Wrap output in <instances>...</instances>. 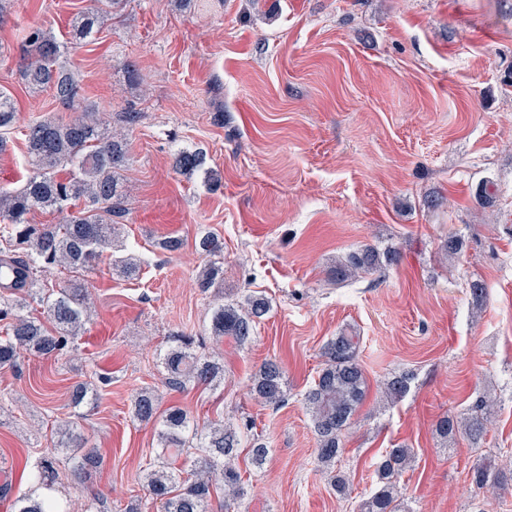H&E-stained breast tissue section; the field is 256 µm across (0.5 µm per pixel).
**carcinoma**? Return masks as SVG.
Listing matches in <instances>:
<instances>
[{"instance_id": "carcinoma-1", "label": "carcinoma", "mask_w": 512, "mask_h": 512, "mask_svg": "<svg viewBox=\"0 0 512 512\" xmlns=\"http://www.w3.org/2000/svg\"><path fill=\"white\" fill-rule=\"evenodd\" d=\"M97 7L75 18L67 41L41 27L29 28L21 56V75L33 90L50 89L66 109L80 113L69 121L45 119L28 124L25 137L30 169L18 191L0 192V266L13 265L18 278L0 292V321L8 323L7 336L0 338V369H13L21 357L33 354L57 357L74 343L89 321L91 302L86 288L72 282L58 289L48 288L39 274L57 268L71 273L94 268L101 254L118 248L117 224L122 217L121 171L129 160L126 138L114 132L89 105L81 104V86L73 61L63 59L78 45L91 39L105 18L124 0H96ZM16 120V108L9 92L0 90V129L8 130ZM172 167L187 175L204 174V181H216V173L206 166L203 152L181 149L173 155ZM83 202L77 214H69L60 224H32L29 214L36 210L65 211ZM207 258L199 286L205 290L224 288L223 243L213 233L200 237L197 245ZM398 263L396 251H380L372 246L351 251L336 260L330 275L338 284L363 278ZM43 308L45 318L23 314L28 304ZM271 304L262 295H247L240 301L214 307L210 333L217 341L229 337L244 346L255 336L256 327L268 314ZM360 337L342 333L324 346L326 358L314 384L305 392L304 402L317 437V460L331 468L342 454V438L363 405L367 381L358 362ZM166 383L173 389L186 385L211 386L224 377V366L215 358L196 350L193 334L177 332L160 349ZM412 375L392 376L381 387V397L389 404L409 391ZM253 389L265 404L285 401L287 382L278 362L263 363L253 379ZM497 400L486 391L474 400L466 416L446 415L436 423L437 433L452 438L463 432L475 445L484 440ZM131 414L139 422L159 426L162 465L145 475L151 498L164 512H209L212 495L224 492V508L229 510L246 495L245 481L236 464L241 448L239 428L218 420L199 428L181 407L172 405L159 411V394L143 388L132 400ZM56 448H76L73 457L79 473L99 466L88 439L75 432L69 421L59 425ZM197 451L192 468L184 472L176 461L185 449ZM414 458L413 449L397 444L376 464L377 488L360 505L359 512H402L399 478ZM56 459L42 455L29 473L33 486L13 503V512H70L53 495ZM499 479L495 459L480 458L471 468V482L479 489Z\"/></svg>"}]
</instances>
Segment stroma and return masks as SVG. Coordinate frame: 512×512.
Segmentation results:
<instances>
[{
    "mask_svg": "<svg viewBox=\"0 0 512 512\" xmlns=\"http://www.w3.org/2000/svg\"><path fill=\"white\" fill-rule=\"evenodd\" d=\"M94 5L11 0L0 17V89L17 110L0 189L25 182L24 127L71 116L21 77L28 29L66 39ZM72 59L104 120L140 115L125 129L121 250L78 277L94 313L73 352L27 355L0 371V487L10 488L0 512L30 489L23 464L52 448L64 421L102 459L82 488L103 498V512H161L138 478L160 463L156 427L131 418L133 396L152 386L162 407L180 406L202 426L248 419L267 442L262 466L239 453L249 487L235 512H357L397 443L416 452L400 479L407 512H512V0H196L189 11L127 0ZM181 148L202 151L220 186L176 173ZM482 189L490 203L478 200ZM435 193L442 203L428 207ZM207 231L224 243L220 296L198 286L195 238ZM451 232L463 247L447 259L440 246ZM167 237L182 249L162 250ZM364 244L395 249L399 263L336 286L332 262ZM118 254L139 261L137 278L115 271ZM476 280L487 289L478 313ZM254 292L271 311L253 340L215 342V303ZM181 330L223 363L219 386L164 387L157 350ZM343 331L360 337L369 385L343 439L348 499L317 465L303 403L325 343ZM268 360L287 380L278 408L252 393ZM403 372L413 375L408 393L382 404L379 382ZM82 383L99 398L76 407ZM485 390L498 411L484 441L443 443L437 420ZM485 455L503 463V485L480 491L470 469Z\"/></svg>",
    "mask_w": 512,
    "mask_h": 512,
    "instance_id": "35a3bbf8",
    "label": "stroma"
}]
</instances>
